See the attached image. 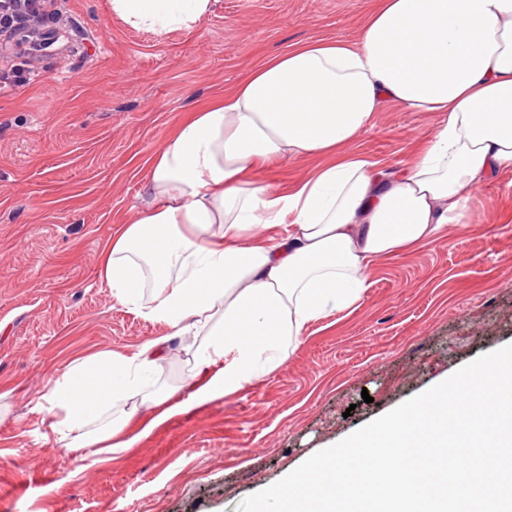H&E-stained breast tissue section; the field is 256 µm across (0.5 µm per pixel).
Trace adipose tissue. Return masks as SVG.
<instances>
[{
	"label": "adipose tissue",
	"mask_w": 512,
	"mask_h": 512,
	"mask_svg": "<svg viewBox=\"0 0 512 512\" xmlns=\"http://www.w3.org/2000/svg\"><path fill=\"white\" fill-rule=\"evenodd\" d=\"M113 15L163 34L201 25L212 0H110ZM438 117L407 169L385 171L347 144L385 102ZM321 158L272 189L262 163ZM512 170V0H376L355 40L296 42L177 125L148 161L147 197L104 248L103 283L165 323L204 369L198 396L230 395L292 353L307 327L358 302L382 257L464 223L468 192ZM289 223L262 241L257 226ZM166 346L73 360L42 392L56 442L134 447L187 404L149 390Z\"/></svg>",
	"instance_id": "obj_1"
}]
</instances>
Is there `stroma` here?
<instances>
[{"label":"stroma","instance_id":"stroma-1","mask_svg":"<svg viewBox=\"0 0 512 512\" xmlns=\"http://www.w3.org/2000/svg\"><path fill=\"white\" fill-rule=\"evenodd\" d=\"M374 0H213L195 29L158 35L110 0H49L54 39L0 58V512H236L306 458L512 343V171L478 188L469 225L378 259L350 309L311 324L261 381L189 409L134 448L59 447L35 396L78 357L133 355L169 336L160 381L189 400V340L120 304L100 253L145 195L175 125L262 58L314 36L355 38ZM437 128L385 103L349 149L405 169ZM261 170L275 188L320 165Z\"/></svg>","mask_w":512,"mask_h":512}]
</instances>
